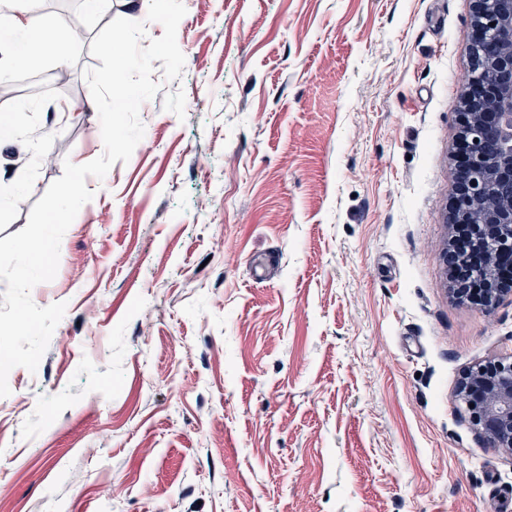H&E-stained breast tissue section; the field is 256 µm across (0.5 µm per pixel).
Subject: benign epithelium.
<instances>
[{
	"mask_svg": "<svg viewBox=\"0 0 512 512\" xmlns=\"http://www.w3.org/2000/svg\"><path fill=\"white\" fill-rule=\"evenodd\" d=\"M468 89L456 106L462 124L463 161L456 170L452 223L467 224L471 242L486 248L482 305L512 295V0H475ZM442 261L451 291L468 298L470 253ZM474 424L487 444L512 454V363L494 362L470 371L461 388Z\"/></svg>",
	"mask_w": 512,
	"mask_h": 512,
	"instance_id": "1",
	"label": "benign epithelium"
}]
</instances>
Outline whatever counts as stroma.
<instances>
[{
    "label": "stroma",
    "mask_w": 512,
    "mask_h": 512,
    "mask_svg": "<svg viewBox=\"0 0 512 512\" xmlns=\"http://www.w3.org/2000/svg\"><path fill=\"white\" fill-rule=\"evenodd\" d=\"M179 79L87 177L36 372L0 397V512H512L460 396L512 361V295L449 291L474 0H183ZM149 0H35L82 38L0 82V239L104 145L84 77Z\"/></svg>",
    "instance_id": "35a3bbf8"
}]
</instances>
